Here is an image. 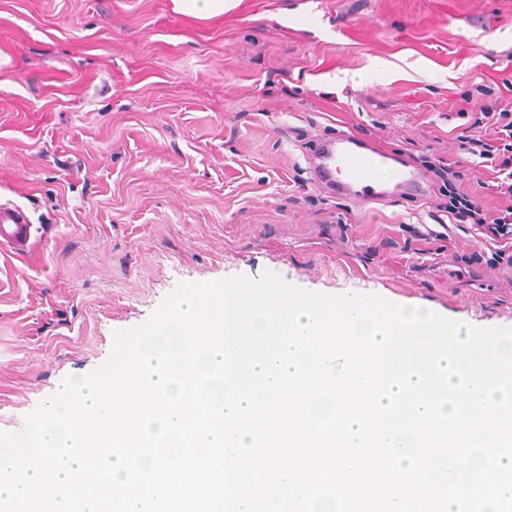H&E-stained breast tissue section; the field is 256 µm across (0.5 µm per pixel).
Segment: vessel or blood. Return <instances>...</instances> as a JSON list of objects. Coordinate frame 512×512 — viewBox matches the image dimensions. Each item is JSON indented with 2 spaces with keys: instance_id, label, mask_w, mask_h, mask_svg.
<instances>
[{
  "instance_id": "1",
  "label": "vessel or blood",
  "mask_w": 512,
  "mask_h": 512,
  "mask_svg": "<svg viewBox=\"0 0 512 512\" xmlns=\"http://www.w3.org/2000/svg\"><path fill=\"white\" fill-rule=\"evenodd\" d=\"M305 160L318 188L359 204L420 199L431 189L425 172L353 133L315 139L305 151ZM30 225L21 205L0 200V245L17 254L26 252Z\"/></svg>"
}]
</instances>
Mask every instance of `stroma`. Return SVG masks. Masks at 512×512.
I'll return each mask as SVG.
<instances>
[{"instance_id": "1", "label": "stroma", "mask_w": 512, "mask_h": 512, "mask_svg": "<svg viewBox=\"0 0 512 512\" xmlns=\"http://www.w3.org/2000/svg\"><path fill=\"white\" fill-rule=\"evenodd\" d=\"M482 80L512 83V0H241L211 21L171 0H0V198L33 224L28 252L0 250V431L182 283L271 271L512 325V265L479 231L438 227L433 195L336 223L299 139L365 127L452 160Z\"/></svg>"}]
</instances>
